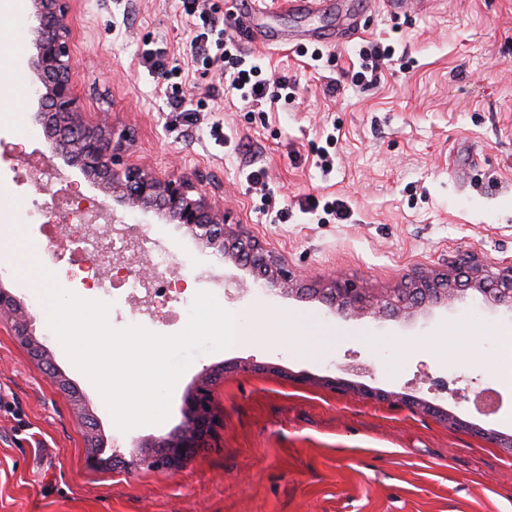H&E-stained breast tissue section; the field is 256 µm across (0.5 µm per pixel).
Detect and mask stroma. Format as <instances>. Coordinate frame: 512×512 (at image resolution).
<instances>
[{
  "label": "stroma",
  "instance_id": "1",
  "mask_svg": "<svg viewBox=\"0 0 512 512\" xmlns=\"http://www.w3.org/2000/svg\"><path fill=\"white\" fill-rule=\"evenodd\" d=\"M210 2L225 36L284 76L293 98L244 105L228 77L197 59L181 0H71L73 81L84 111L111 113L132 133L125 163L160 177L202 175L229 223L283 258L299 290L256 292V269L223 263L179 225L135 215L185 268L206 262L227 273L224 306L241 334L194 357L163 423L124 433L50 329L37 277L0 262V285L34 313L52 359H33L0 323V512H512V450L500 445L512 437V366L496 351L512 310L465 296L347 318L320 293L334 274L382 297L468 256L492 271L512 264V0H427L416 13L364 0L350 40L278 47L246 39L230 0ZM334 25L329 10L276 8L250 22L295 32ZM373 45L391 59L353 81L360 49ZM149 50L178 69L175 82L156 83ZM0 54V204L12 208L0 234L70 284L78 266L57 203L99 191L79 174L47 190L27 179L49 158L39 151L20 0H0ZM257 169L262 191L248 179ZM314 199L339 200L346 219L308 212ZM285 311L311 326L301 343L278 338ZM444 333L453 343L441 357L432 344ZM205 368L219 374L221 411L206 448L174 470L129 467L133 441L179 427L183 396ZM334 378L349 390L322 387ZM488 389L498 398L490 415L473 402Z\"/></svg>",
  "mask_w": 512,
  "mask_h": 512
}]
</instances>
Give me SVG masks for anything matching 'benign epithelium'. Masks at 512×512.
Wrapping results in <instances>:
<instances>
[{
	"mask_svg": "<svg viewBox=\"0 0 512 512\" xmlns=\"http://www.w3.org/2000/svg\"><path fill=\"white\" fill-rule=\"evenodd\" d=\"M69 8L70 0H32L34 65L38 78L34 99L45 130L46 148L82 175L93 178L103 193L115 198L126 210L153 212L162 220L185 228L203 246L217 250L234 264L241 266L249 261L261 267L256 288L267 294L293 293L297 280L288 265L228 224L224 209L213 204L209 194L192 178H159L124 163L130 142L128 134L117 131L112 122L90 119L82 111L72 82L74 60L67 23ZM458 274L464 275L467 282L478 284L475 298L480 302L512 309V265L493 273L466 260ZM458 282L459 279L450 278L446 272L421 274L411 287L404 289L401 303L418 305L431 300L447 304L457 292L450 284ZM323 293L331 306L352 316H362L371 309L381 318L395 306L385 297L366 296L348 281L334 279ZM0 319L10 321L17 335L26 339L32 352L46 362L47 369H53L47 349L34 333L35 316L4 288L0 289ZM214 378L212 371L205 369L186 392L183 423L178 432L135 447L138 465H147L168 447L176 449L184 459L203 447V436L197 429L212 428L218 416L212 390Z\"/></svg>",
	"mask_w": 512,
	"mask_h": 512,
	"instance_id": "1",
	"label": "benign epithelium"
}]
</instances>
